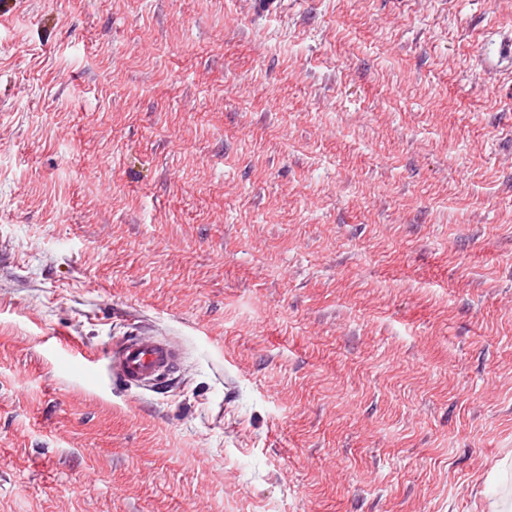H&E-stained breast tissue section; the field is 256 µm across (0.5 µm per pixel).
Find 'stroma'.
<instances>
[{
    "label": "stroma",
    "mask_w": 512,
    "mask_h": 512,
    "mask_svg": "<svg viewBox=\"0 0 512 512\" xmlns=\"http://www.w3.org/2000/svg\"><path fill=\"white\" fill-rule=\"evenodd\" d=\"M512 0H0V512L512 499ZM173 381L90 383L131 331Z\"/></svg>",
    "instance_id": "obj_1"
}]
</instances>
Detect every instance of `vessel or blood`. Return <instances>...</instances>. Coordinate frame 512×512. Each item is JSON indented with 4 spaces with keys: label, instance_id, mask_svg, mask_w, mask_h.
<instances>
[{
    "label": "vessel or blood",
    "instance_id": "vessel-or-blood-1",
    "mask_svg": "<svg viewBox=\"0 0 512 512\" xmlns=\"http://www.w3.org/2000/svg\"><path fill=\"white\" fill-rule=\"evenodd\" d=\"M179 348L156 336H126L111 350L108 369L130 389H149L167 381L177 370Z\"/></svg>",
    "mask_w": 512,
    "mask_h": 512
}]
</instances>
